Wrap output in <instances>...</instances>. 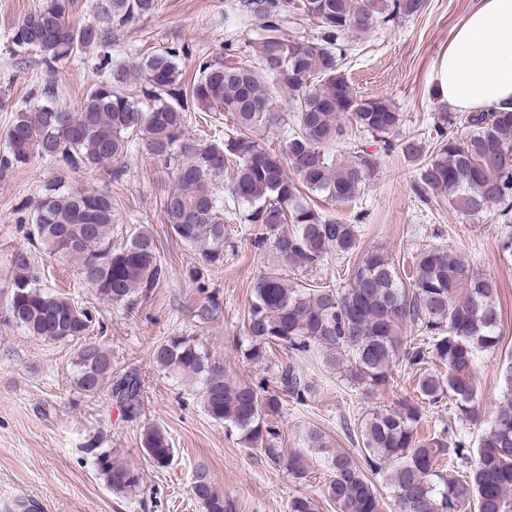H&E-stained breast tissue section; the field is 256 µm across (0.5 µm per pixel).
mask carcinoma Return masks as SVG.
I'll list each match as a JSON object with an SVG mask.
<instances>
[{"instance_id":"cac0c4a2","label":"carcinoma","mask_w":512,"mask_h":512,"mask_svg":"<svg viewBox=\"0 0 512 512\" xmlns=\"http://www.w3.org/2000/svg\"><path fill=\"white\" fill-rule=\"evenodd\" d=\"M160 4L101 0L102 20L82 24L74 18L75 0H42L11 32L15 49L36 50L51 72L87 49H104L99 69L106 76L90 86L78 111L51 103L18 110L0 152L1 169L36 156L56 168L31 217L33 239L47 253L73 260L79 279L102 299L132 311L164 278L166 267L148 229L123 233L112 190L77 189L65 181L70 174L116 162L111 178L118 182L136 151L173 170L163 208L174 235L201 251L203 265L189 269L194 280L224 264L226 196L248 207L245 220L253 226L255 247L269 245L285 265L307 270L357 247V225L336 222L306 199L312 193L351 202L376 176L378 155L362 149L344 161L329 151L351 128L382 143L385 156L398 151L415 165L421 198L446 192L448 203L467 215L496 208L501 252L512 258V111L467 113L463 138L453 132L459 115L440 112L433 117L435 146L428 151L416 137L393 141L401 114L387 99L357 96L341 70L348 33L416 16L425 0H228L227 11L257 25L259 38L253 46L228 42L222 54L201 55L189 86L178 63L188 53L183 46L112 60L115 35ZM290 12L316 21L317 36L290 37ZM275 89L288 94L293 124L269 149L249 133L285 122ZM193 112H224L232 126L215 138H191ZM10 264L7 309L14 322L45 341L79 343L73 362L78 389L86 396L111 390L135 418L142 404L140 377L135 371L114 375L110 350L88 338L91 310L41 287L23 254H14ZM409 329L417 335H408ZM501 336L494 282L452 248L422 245L406 283L399 264L371 247L344 288H296L278 271L257 280L236 351L250 365L283 353L277 391L231 375L194 336L169 337L155 347L153 359L179 378L195 379L211 418L232 424L248 447L300 481L309 458L277 447L271 418L288 398L302 405L312 398L315 390L295 359L317 352L371 405L360 423L359 462L332 447L321 428L305 433L303 445L331 471L326 498L335 512H383L374 476L392 489L395 512H512V363L504 371L506 396L482 430L476 454L448 423L424 438L418 432L423 400L434 405L447 398L458 419L480 420L475 365ZM399 357L418 375L419 399L378 406L374 399L393 386ZM140 444L156 466L173 461L174 448L160 427H145ZM86 451L112 492L140 485L139 473L96 441ZM192 491L205 512H233L202 459L194 465ZM288 512H318V505L299 494L288 500Z\"/></svg>"}]
</instances>
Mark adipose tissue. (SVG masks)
<instances>
[{
	"mask_svg": "<svg viewBox=\"0 0 512 512\" xmlns=\"http://www.w3.org/2000/svg\"><path fill=\"white\" fill-rule=\"evenodd\" d=\"M439 100L460 111H512V0H480L433 75Z\"/></svg>",
	"mask_w": 512,
	"mask_h": 512,
	"instance_id": "adipose-tissue-1",
	"label": "adipose tissue"
}]
</instances>
